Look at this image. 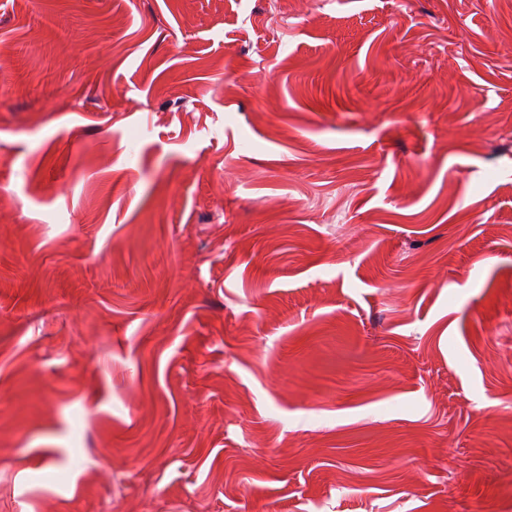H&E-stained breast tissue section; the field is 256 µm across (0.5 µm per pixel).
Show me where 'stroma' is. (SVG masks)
<instances>
[{
    "label": "stroma",
    "mask_w": 512,
    "mask_h": 512,
    "mask_svg": "<svg viewBox=\"0 0 512 512\" xmlns=\"http://www.w3.org/2000/svg\"><path fill=\"white\" fill-rule=\"evenodd\" d=\"M0 0V512H512V0Z\"/></svg>",
    "instance_id": "stroma-1"
}]
</instances>
